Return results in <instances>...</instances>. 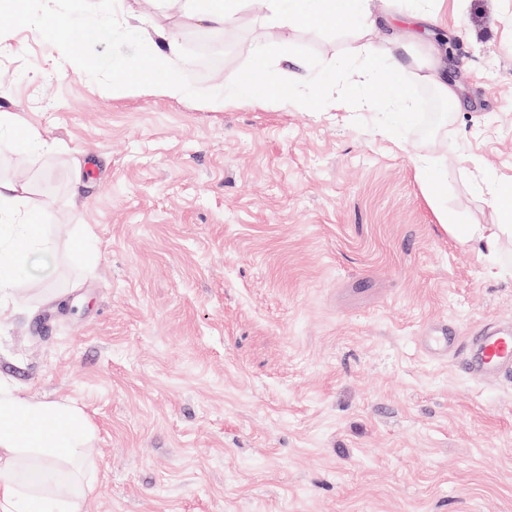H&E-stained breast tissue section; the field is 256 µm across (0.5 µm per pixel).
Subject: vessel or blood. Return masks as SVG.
<instances>
[{
	"mask_svg": "<svg viewBox=\"0 0 512 512\" xmlns=\"http://www.w3.org/2000/svg\"><path fill=\"white\" fill-rule=\"evenodd\" d=\"M425 347L435 355L464 350L462 367L474 377H512V329L485 325L463 338L454 326L440 324L427 336Z\"/></svg>",
	"mask_w": 512,
	"mask_h": 512,
	"instance_id": "vessel-or-blood-1",
	"label": "vessel or blood"
}]
</instances>
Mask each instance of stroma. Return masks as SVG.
<instances>
[{
    "label": "stroma",
    "mask_w": 512,
    "mask_h": 512,
    "mask_svg": "<svg viewBox=\"0 0 512 512\" xmlns=\"http://www.w3.org/2000/svg\"><path fill=\"white\" fill-rule=\"evenodd\" d=\"M181 47L219 39L220 91L267 44L322 88L358 81L359 34L269 20L248 0L214 27L177 0H117ZM373 42L425 64L445 33L454 92L428 85L390 137L358 102L298 110L108 91L33 28L0 36V178L27 184L46 273L0 301V378L80 409L93 433L85 512H512V379L427 356L428 326L512 322V244L497 263L448 232L417 158L445 156L449 215L496 216L484 172L512 182V0H373ZM434 23L412 38L411 19ZM90 237L93 252L79 242ZM19 128L24 130L23 143L29 152L39 153L48 146L47 139L39 129L26 127L15 117L0 114V136L6 132L13 134Z\"/></svg>",
    "instance_id": "obj_1"
}]
</instances>
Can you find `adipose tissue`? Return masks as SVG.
<instances>
[{
    "instance_id": "obj_1",
    "label": "adipose tissue",
    "mask_w": 512,
    "mask_h": 512,
    "mask_svg": "<svg viewBox=\"0 0 512 512\" xmlns=\"http://www.w3.org/2000/svg\"><path fill=\"white\" fill-rule=\"evenodd\" d=\"M247 0H181V9L190 19L216 26L241 12ZM268 10L280 26H288L297 15L315 20H334L366 33L377 24L370 0H268ZM349 54L363 58L369 69L384 65L385 74L396 85L406 80L433 86L438 94L452 98L453 91L440 76L441 63L427 65L401 63L396 49L387 44L353 46ZM277 76L259 68L257 78H229L221 98L225 104H242L269 95L281 96L284 104L304 108V96H283ZM491 206L497 216L493 224H449L448 231L462 242L480 241L487 257L499 255L502 239L512 238V187L490 185ZM25 185L0 180V294L14 288L18 273L32 270L45 255L48 240L40 225L25 209ZM91 438L82 413L61 402L34 404L0 385V512H84L82 497L37 496L27 492L18 480V468L27 461H39L46 469L73 459Z\"/></svg>"
}]
</instances>
